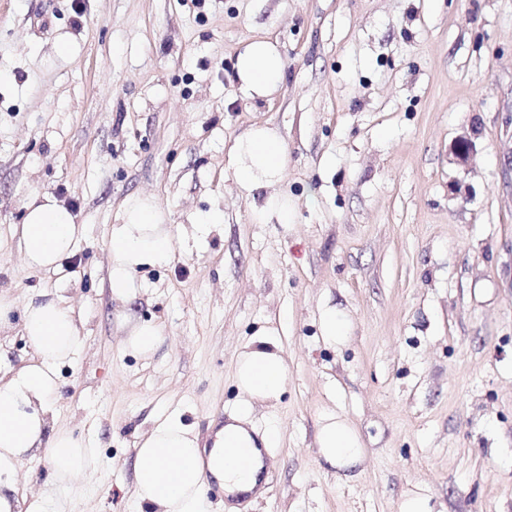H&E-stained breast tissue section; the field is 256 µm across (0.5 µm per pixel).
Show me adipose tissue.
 I'll return each mask as SVG.
<instances>
[{
	"mask_svg": "<svg viewBox=\"0 0 512 512\" xmlns=\"http://www.w3.org/2000/svg\"><path fill=\"white\" fill-rule=\"evenodd\" d=\"M235 70L246 97L268 99L283 83L285 61L274 42L258 38L239 52ZM229 163L241 193L256 201L255 220L288 223L292 214L288 196L275 189L285 164L278 132L268 126L251 128L235 140ZM83 233L74 215L45 194L27 205L18 245L31 269L58 275ZM187 249L184 241L175 239L154 200L132 197L119 224L112 227L108 278L112 296L123 301L135 298L145 287L137 278L139 271L168 263L176 251ZM21 309L33 356L0 383V512H64L63 490L96 456L93 441L48 426V416L61 396L59 368L77 362L82 337L73 307L57 294L43 293ZM287 378L283 348L273 331H263L236 357L234 379L240 397L210 447L200 446L181 411L157 419L136 452L137 512H213L210 492L215 486L229 495L258 492L265 456L278 444L279 429L274 424L257 428L253 412L256 404L279 401ZM316 445L320 462L338 470L357 467L367 454L356 427L333 409L320 415ZM38 454L54 482L36 494L20 493L21 469Z\"/></svg>",
	"mask_w": 512,
	"mask_h": 512,
	"instance_id": "obj_1",
	"label": "adipose tissue"
}]
</instances>
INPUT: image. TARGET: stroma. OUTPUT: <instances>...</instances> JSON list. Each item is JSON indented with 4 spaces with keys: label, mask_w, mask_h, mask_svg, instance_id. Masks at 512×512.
I'll list each match as a JSON object with an SVG mask.
<instances>
[{
    "label": "stroma",
    "mask_w": 512,
    "mask_h": 512,
    "mask_svg": "<svg viewBox=\"0 0 512 512\" xmlns=\"http://www.w3.org/2000/svg\"><path fill=\"white\" fill-rule=\"evenodd\" d=\"M257 38L286 61L269 100L235 80ZM0 73V292L57 289L83 338L49 416L97 447L66 512H133L140 438L179 409L209 442L266 328L288 381L254 412L280 439L246 512H398L416 487L432 512H512V0H9ZM262 124L287 148V224L256 223L229 167ZM45 193L87 227L66 280L10 239ZM134 195L184 236L212 209L224 222L122 302L110 229ZM327 303L349 321L336 348L318 338ZM141 322L162 329L147 355L124 345ZM0 354L1 381L32 357L20 311ZM326 406L362 436L354 480L319 462Z\"/></svg>",
    "instance_id": "stroma-1"
}]
</instances>
